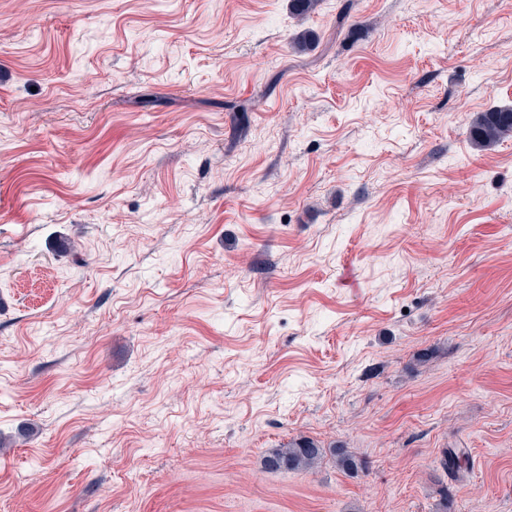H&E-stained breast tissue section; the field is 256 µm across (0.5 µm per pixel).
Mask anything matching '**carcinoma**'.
Listing matches in <instances>:
<instances>
[{"instance_id":"1","label":"carcinoma","mask_w":512,"mask_h":512,"mask_svg":"<svg viewBox=\"0 0 512 512\" xmlns=\"http://www.w3.org/2000/svg\"><path fill=\"white\" fill-rule=\"evenodd\" d=\"M317 41L315 32L304 29L295 34L291 47L299 52L310 50ZM512 137V107H491L478 112L468 126V138L471 144L487 149L501 140ZM336 460V464L357 468L360 462L345 447L333 445L328 449L310 438H299L282 448L273 449L264 459V466L272 472L309 471L324 461L326 454Z\"/></svg>"}]
</instances>
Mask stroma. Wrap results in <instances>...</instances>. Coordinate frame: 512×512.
Masks as SVG:
<instances>
[{"label":"stroma","instance_id":"obj_1","mask_svg":"<svg viewBox=\"0 0 512 512\" xmlns=\"http://www.w3.org/2000/svg\"><path fill=\"white\" fill-rule=\"evenodd\" d=\"M493 106L512 0H0V512H512ZM512 137V107H491L477 112L468 126V138L477 149L492 147ZM327 449L342 467L359 468L361 465L356 457L343 446L333 445L323 448L321 444L310 438H299L289 442L282 448H274L264 459V466L272 472L309 471L324 461Z\"/></svg>","mask_w":512,"mask_h":512}]
</instances>
